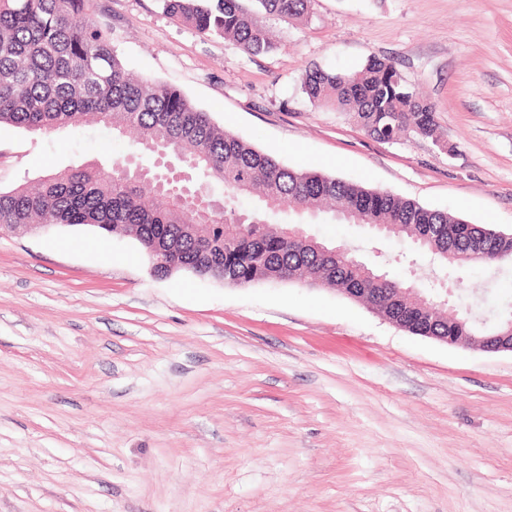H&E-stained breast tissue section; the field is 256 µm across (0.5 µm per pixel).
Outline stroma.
<instances>
[{"label":"stroma","mask_w":512,"mask_h":512,"mask_svg":"<svg viewBox=\"0 0 512 512\" xmlns=\"http://www.w3.org/2000/svg\"><path fill=\"white\" fill-rule=\"evenodd\" d=\"M242 6L258 56L163 14L94 0L135 74L292 167L512 231V0H313L308 20ZM392 58L451 147L383 143L301 89L317 65ZM151 164L95 123L0 126V190L65 166ZM418 287L447 267L321 220ZM454 311H512V265L459 272ZM0 512H512V354L411 335L330 289L153 275L130 236L0 234Z\"/></svg>","instance_id":"obj_1"}]
</instances>
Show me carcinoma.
<instances>
[{"label": "carcinoma", "instance_id": "1", "mask_svg": "<svg viewBox=\"0 0 512 512\" xmlns=\"http://www.w3.org/2000/svg\"><path fill=\"white\" fill-rule=\"evenodd\" d=\"M164 14L206 36L236 43L249 55L277 48L239 0H160ZM267 11L300 19L312 0H257ZM93 0H0V124L49 135L92 121L115 137L132 130L138 150H162L191 176L185 194L155 177L158 169L96 161L63 168L0 191L2 224H110L130 234L158 278L171 276L151 255L156 243L177 248L183 270L231 285L296 281L312 288H371L388 299L402 281L353 258L327 255L320 242L277 222L297 214L369 226L391 225V236L457 269L512 263V238L489 225H470L391 192L319 172L292 168L216 125L180 90L128 72L107 30L92 16ZM302 91L314 107H334L370 136L394 142L411 133L443 144L432 106L407 85L390 59L371 58L353 72L308 67ZM224 185V210L193 207ZM245 196L253 207L234 199ZM410 332L450 336L490 332L470 315L447 318L434 303L406 299Z\"/></svg>", "mask_w": 512, "mask_h": 512}]
</instances>
